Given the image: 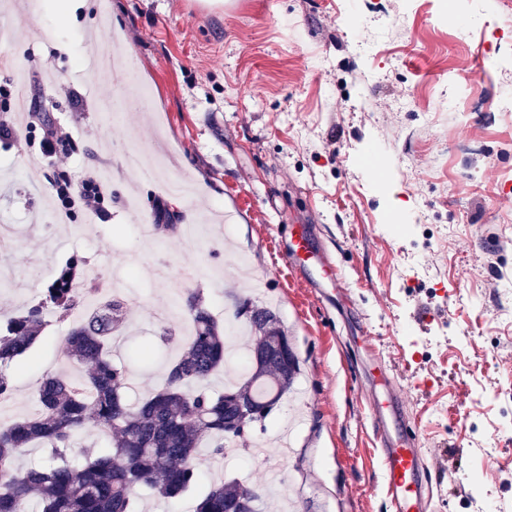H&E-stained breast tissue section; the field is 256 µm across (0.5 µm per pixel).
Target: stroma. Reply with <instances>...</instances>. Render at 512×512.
Listing matches in <instances>:
<instances>
[{
	"mask_svg": "<svg viewBox=\"0 0 512 512\" xmlns=\"http://www.w3.org/2000/svg\"><path fill=\"white\" fill-rule=\"evenodd\" d=\"M107 37L148 92L118 118L103 101L125 95L88 70L91 0H45L17 12L23 44L0 50V80L34 56L63 130L74 175L94 169L112 186L109 217L62 218L48 193L56 172L38 147L0 142V314L42 298L78 257L101 288L121 278L130 320L122 349L135 390L156 391L174 359L179 309L201 291L217 322L232 294L268 306L292 339L301 373L261 433L293 420L288 456L222 458L225 480L261 487L263 512H393L381 489L376 423L367 401L388 380L417 428L427 512H482L466 476L480 469L491 496L512 505V0H100ZM160 144L168 175L198 199L141 180L128 149ZM379 159L380 169L364 164ZM150 210L179 214L180 231L141 239L126 191ZM194 249L184 225L204 213ZM308 225L313 244L345 271L339 287L290 268L279 246ZM47 324L12 369L16 396L0 419L36 409L48 374L70 367L64 338L80 313ZM145 340L152 364L132 359Z\"/></svg>",
	"mask_w": 512,
	"mask_h": 512,
	"instance_id": "1",
	"label": "stroma"
}]
</instances>
